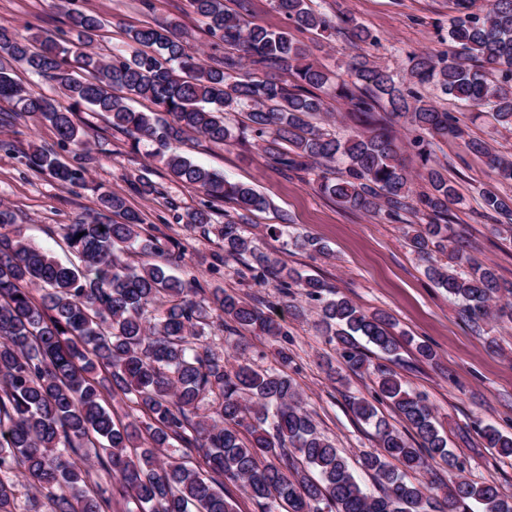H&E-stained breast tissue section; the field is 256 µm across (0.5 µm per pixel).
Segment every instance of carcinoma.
Instances as JSON below:
<instances>
[{
    "mask_svg": "<svg viewBox=\"0 0 512 512\" xmlns=\"http://www.w3.org/2000/svg\"><path fill=\"white\" fill-rule=\"evenodd\" d=\"M310 2L276 0V6L297 30H334L354 46L373 40L352 16L334 21ZM452 2L451 50L409 54L398 80L387 67L357 56L350 62L355 81L338 86L349 111L368 114L385 102L416 133L418 177L430 186L417 197L391 131L342 135L323 127L329 110L317 90L330 83V72L310 60L288 30L246 20L243 4L234 11L224 0H190L209 36L234 49L209 64L176 24L132 27L124 45L106 55L94 49L101 21L86 11H69L71 37H24L0 25V103L48 122L72 154L66 163L36 147L26 154L29 168L62 186L85 185L96 158L74 121L82 106L105 113L112 129L133 142L153 144V156L172 177L204 196L176 220L204 237L217 232L224 254L241 261L255 284L272 280L285 298L301 289L316 303L317 325L336 343L342 364L354 373H374L379 396L418 438L408 441L369 400L351 398L357 419L374 423L379 445L361 460L376 481V489L366 488L336 444L317 430L288 375V326L235 293L209 295L196 279L168 274L183 254L144 235L122 195L99 193L86 218L62 227L78 265L61 264L11 234L15 215L0 203V512H15L19 475L35 491L32 499H43L50 512H112L113 491L98 482L101 471L117 477L119 493L136 505L127 512H234L228 481L259 512H467L471 500L484 512H512V497L494 484L458 476L428 486L405 480L403 467L430 471L442 465L451 472L458 464L433 408L397 373L373 365L359 343L364 338L397 356L392 317L302 277L261 251L239 222L212 224L215 200L248 213L267 209L268 202L177 152L192 136L224 146L239 141L226 114L241 112L250 137L279 170L315 171L323 194L391 223L407 213L420 217L422 223L408 225L409 245L469 322L512 318V284L500 283L493 267L475 261L448 224V205L459 194L431 146L460 140L506 180H512V156L471 137L422 93L431 87L462 107L487 106L499 126L512 129V0H487L480 14L471 11L473 0ZM15 64L54 82L71 106L27 90L14 77ZM283 74L294 77L293 87ZM134 97L156 110L132 108L127 100ZM480 197L485 211L504 219L500 227L512 239V197L490 189ZM104 212L121 213L124 221L105 223L99 219ZM130 251L155 262L121 260ZM246 332L282 343L276 366L256 369L245 358ZM215 339L235 351L234 363L211 344ZM117 396L132 404L137 419L115 418L106 402ZM482 435L487 447L512 457V435L494 427ZM175 446L195 451L198 465L167 453Z\"/></svg>",
    "mask_w": 512,
    "mask_h": 512,
    "instance_id": "obj_1",
    "label": "carcinoma"
}]
</instances>
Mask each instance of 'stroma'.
<instances>
[{
	"label": "stroma",
	"instance_id": "stroma-1",
	"mask_svg": "<svg viewBox=\"0 0 512 512\" xmlns=\"http://www.w3.org/2000/svg\"><path fill=\"white\" fill-rule=\"evenodd\" d=\"M313 5L331 17L353 15L373 36L353 51L341 36L296 32V39L309 47L315 60L333 70L340 83L352 80L348 63L354 52L398 73L409 53L449 48L451 0H313ZM78 6L105 19L98 38L100 50L122 45L128 28L176 23L191 46L207 54L212 51L211 39L189 0H152L148 8L142 0H79ZM0 25L22 33L69 29L57 0H0ZM325 104L336 117L337 131L388 125L403 143L408 169H419L421 161L415 148L405 142L402 121L380 109L370 118L358 117L332 94L326 95ZM443 106L472 136L486 139L502 154L512 156V132L501 129L486 107L460 108L448 100ZM78 121L99 159L86 176L89 186L85 189L61 186L26 166L23 155L32 147L56 148L48 123L24 116L0 125V202L14 210L25 239L60 262H69L72 255L61 227L88 213L92 189L99 186L121 194L127 207L139 213L147 233L184 251L186 264L177 268V275H194L209 291L258 293L267 305H281L276 284L255 285L240 262L225 258L218 238H204L176 223L175 208L198 205L201 195L194 187L175 181L163 163L153 159L151 143L133 144L112 130L105 116L85 109L79 112ZM179 150L230 181L251 185L269 200L270 209L251 213L244 226L260 249L277 252L288 267L324 281L366 310H383L392 316L401 344L399 355L389 361L375 352L372 362L388 364L409 386L427 396L466 478L495 483L512 495V459L485 448L480 436L488 425L512 434V319H492L477 328L462 316L447 290L428 278L425 263L408 245L404 225L413 222V215L390 224L348 209L319 191L314 174L284 175L247 142L225 147L194 138ZM434 152L465 198L464 204L449 208L452 225L473 243L479 261L494 266L502 281L512 283V242L498 235L493 219L484 215L479 202V192L486 187L512 196V181H499L461 141L435 144ZM141 173L156 185V194L141 195L131 189V180ZM284 220L292 224L295 234L313 238L318 250L287 249L267 236L266 225ZM285 322L293 357L288 373L299 384L318 430L335 442L349 462L378 447L373 427L352 414L350 397L375 400L380 417L408 432V425L390 402L376 401L374 376L353 374L341 364L335 344L318 332L314 316H289ZM419 342L434 349V360L418 355L415 345Z\"/></svg>",
	"mask_w": 512,
	"mask_h": 512
}]
</instances>
